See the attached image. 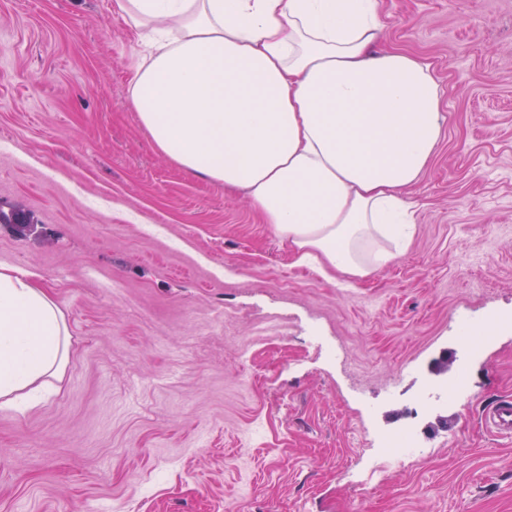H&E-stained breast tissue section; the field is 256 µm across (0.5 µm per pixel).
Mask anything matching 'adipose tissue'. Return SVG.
I'll use <instances>...</instances> for the list:
<instances>
[{
    "label": "adipose tissue",
    "instance_id": "obj_1",
    "mask_svg": "<svg viewBox=\"0 0 512 512\" xmlns=\"http://www.w3.org/2000/svg\"><path fill=\"white\" fill-rule=\"evenodd\" d=\"M152 50L130 101L155 149L246 192L299 262L369 274L364 243L409 238L405 191L447 121L431 63L379 49L382 0H119ZM64 316L0 266V409L24 413L68 361Z\"/></svg>",
    "mask_w": 512,
    "mask_h": 512
}]
</instances>
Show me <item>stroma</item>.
Wrapping results in <instances>:
<instances>
[{
	"mask_svg": "<svg viewBox=\"0 0 512 512\" xmlns=\"http://www.w3.org/2000/svg\"><path fill=\"white\" fill-rule=\"evenodd\" d=\"M382 48L431 63L448 116L407 245L322 274L243 192L154 148L146 48L117 0H0V266L53 296L62 379L0 410V512H512V0H383ZM469 390L421 403L459 362ZM429 448L368 485L380 434ZM481 420L483 427L493 435L512 438V399L495 401L483 413Z\"/></svg>",
	"mask_w": 512,
	"mask_h": 512,
	"instance_id": "stroma-1",
	"label": "stroma"
}]
</instances>
